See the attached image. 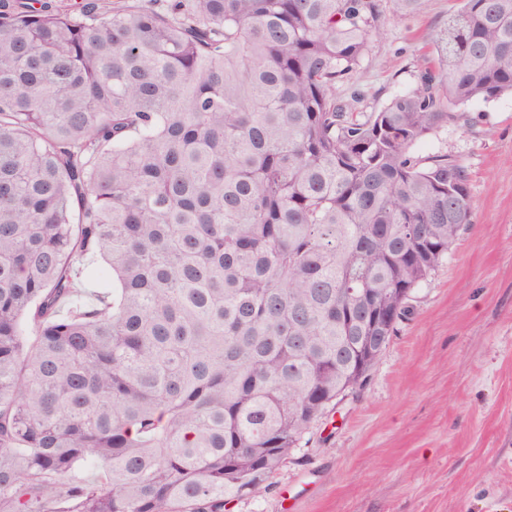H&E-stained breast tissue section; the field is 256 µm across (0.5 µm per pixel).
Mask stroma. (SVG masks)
<instances>
[{
    "label": "stroma",
    "instance_id": "obj_1",
    "mask_svg": "<svg viewBox=\"0 0 512 512\" xmlns=\"http://www.w3.org/2000/svg\"><path fill=\"white\" fill-rule=\"evenodd\" d=\"M459 0L387 20L355 77L364 111L415 87ZM420 143L469 168L470 224L412 292L365 385L229 512H512V96Z\"/></svg>",
    "mask_w": 512,
    "mask_h": 512
}]
</instances>
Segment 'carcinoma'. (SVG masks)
<instances>
[{
	"instance_id": "cac0c4a2",
	"label": "carcinoma",
	"mask_w": 512,
	"mask_h": 512,
	"mask_svg": "<svg viewBox=\"0 0 512 512\" xmlns=\"http://www.w3.org/2000/svg\"><path fill=\"white\" fill-rule=\"evenodd\" d=\"M426 2L0 0V512H224L363 385L349 338L471 219L467 165L415 146L512 94V0H461L359 111ZM459 5L458 0H429L422 10L404 20H387L354 78L367 93L361 107L364 112L415 87L431 57L436 34L447 26L449 14Z\"/></svg>"
}]
</instances>
